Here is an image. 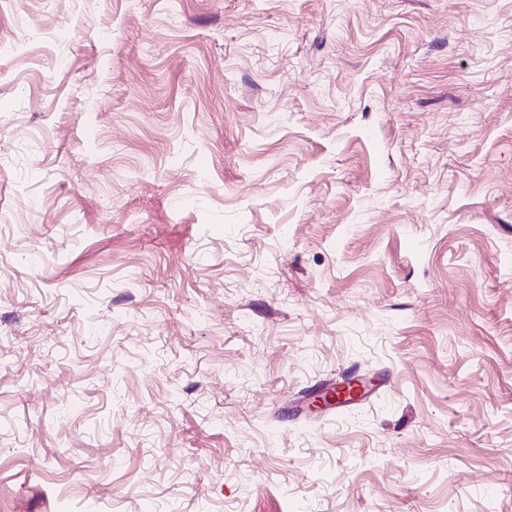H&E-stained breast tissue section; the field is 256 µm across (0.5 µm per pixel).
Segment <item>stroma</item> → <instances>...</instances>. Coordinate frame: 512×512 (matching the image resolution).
<instances>
[{"label": "stroma", "instance_id": "35a3bbf8", "mask_svg": "<svg viewBox=\"0 0 512 512\" xmlns=\"http://www.w3.org/2000/svg\"><path fill=\"white\" fill-rule=\"evenodd\" d=\"M1 42L0 512H512V0Z\"/></svg>", "mask_w": 512, "mask_h": 512}]
</instances>
